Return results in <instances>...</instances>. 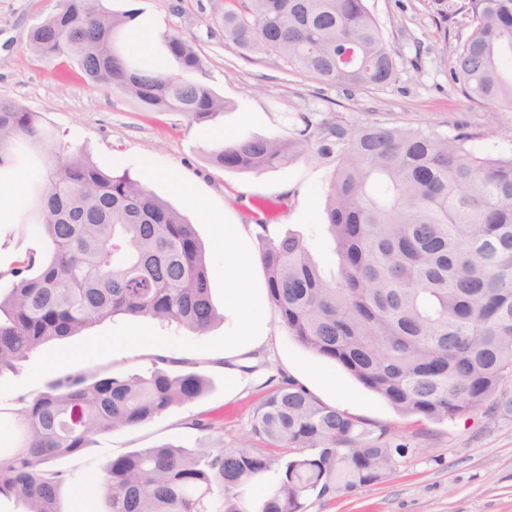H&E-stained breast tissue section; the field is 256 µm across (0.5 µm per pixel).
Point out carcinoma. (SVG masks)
Wrapping results in <instances>:
<instances>
[{"instance_id": "carcinoma-1", "label": "carcinoma", "mask_w": 512, "mask_h": 512, "mask_svg": "<svg viewBox=\"0 0 512 512\" xmlns=\"http://www.w3.org/2000/svg\"><path fill=\"white\" fill-rule=\"evenodd\" d=\"M469 29L449 71L465 96L512 111V0H469ZM132 15L102 0H57L29 34L45 59L75 60L89 81L149 112L207 121L225 102L187 78L204 62L167 38L175 74L123 43ZM224 38L274 54L347 91L383 87L397 61L366 0H232L214 16ZM472 134L324 119L297 137H239L210 156L224 170L271 169L297 157L329 160L328 231L337 272L327 278L300 234L265 239L260 262L280 323L344 367L397 411L453 419L499 402L512 377V154L477 155ZM28 150L43 157L32 190L47 259L27 256L0 296V372L41 345L126 315L205 332L217 313L203 249L182 215L140 182L105 172L32 112L0 98V168ZM204 380L156 368L146 376L80 371L24 402L0 456V498L24 512H62L67 473L57 466L94 437L134 428L199 397ZM252 433L268 447L160 445L108 459L103 512H243L238 488L278 469L260 512H304L320 498L381 481L391 446L358 420L282 380L256 407Z\"/></svg>"}]
</instances>
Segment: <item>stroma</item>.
Wrapping results in <instances>:
<instances>
[{"label": "stroma", "instance_id": "35a3bbf8", "mask_svg": "<svg viewBox=\"0 0 512 512\" xmlns=\"http://www.w3.org/2000/svg\"><path fill=\"white\" fill-rule=\"evenodd\" d=\"M112 12L156 18L159 35L149 46L151 59L178 72L165 37L176 33L204 59L203 82L223 97V113L194 122L178 112H149L126 96L93 86L71 59L44 60L28 45L32 27L56 8L57 0H0V96L40 113L46 125L66 133L100 168L142 179L137 162L166 165L210 197L231 223L246 227L245 240L259 255L261 234L278 238L303 234L323 272H334L337 257L327 228L326 189L332 164L298 158L274 169L229 171L213 166L211 152L238 137L292 138L305 120L335 114L351 123L430 128L454 134L455 124L474 133L478 154L512 153V112L493 114L470 102L449 78L458 36L465 32L468 0H366L385 41L395 54V79L381 88L348 93L322 84L274 55L241 51L225 40L213 21L220 0H104ZM14 169L0 170V293L12 286V269L28 255L46 256L47 238L34 224L29 201L10 193ZM247 360L243 383L229 392L223 352L141 347L87 361L104 376L144 375L160 359H177V372H195L208 383L192 401L172 406L145 425L97 438L80 455L62 459L69 475L60 492L62 512H101L96 481L108 457L161 444L187 449L200 442L232 448L251 433L255 407L268 393L269 377H289L321 402L360 420L371 432L386 430L392 444L406 445L380 482L350 493L320 498L309 494L307 512H512V413L487 406L452 420L429 421L397 412L340 364L299 343L282 327L269 299ZM50 341L31 353L18 371L0 373L16 390L0 397V415L14 417L21 398L47 389L53 374L36 384L23 381L40 355L56 349ZM209 418L221 431L191 428Z\"/></svg>", "mask_w": 512, "mask_h": 512}]
</instances>
